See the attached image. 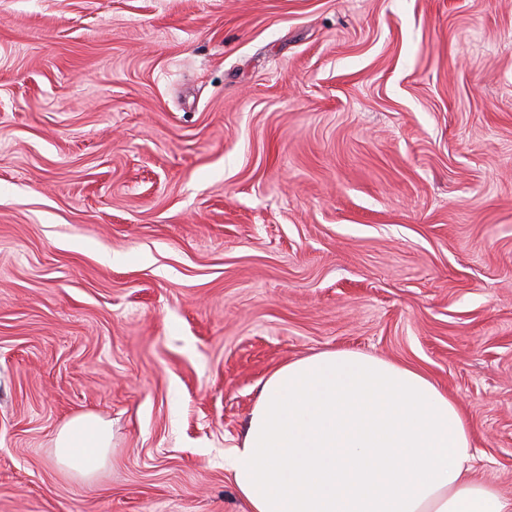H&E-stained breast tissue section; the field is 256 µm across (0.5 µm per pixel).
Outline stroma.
<instances>
[{"mask_svg": "<svg viewBox=\"0 0 512 512\" xmlns=\"http://www.w3.org/2000/svg\"><path fill=\"white\" fill-rule=\"evenodd\" d=\"M336 349L512 495V0H0V512H243L262 382ZM111 441L107 422L92 414L80 415L67 421L57 433L55 456L60 463L76 465L88 478L107 463Z\"/></svg>", "mask_w": 512, "mask_h": 512, "instance_id": "1", "label": "stroma"}]
</instances>
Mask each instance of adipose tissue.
I'll return each mask as SVG.
<instances>
[{"instance_id": "obj_1", "label": "adipose tissue", "mask_w": 512, "mask_h": 512, "mask_svg": "<svg viewBox=\"0 0 512 512\" xmlns=\"http://www.w3.org/2000/svg\"><path fill=\"white\" fill-rule=\"evenodd\" d=\"M109 424L67 421L58 462L91 477ZM469 425L421 371L352 350L283 364L262 383L226 459L246 512H512V497L469 466Z\"/></svg>"}]
</instances>
